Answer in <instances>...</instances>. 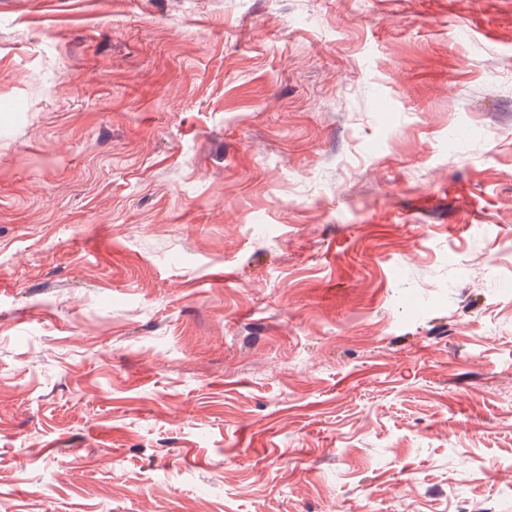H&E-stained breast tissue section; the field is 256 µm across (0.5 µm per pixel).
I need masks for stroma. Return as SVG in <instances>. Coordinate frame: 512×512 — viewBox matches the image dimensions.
<instances>
[{
    "mask_svg": "<svg viewBox=\"0 0 512 512\" xmlns=\"http://www.w3.org/2000/svg\"><path fill=\"white\" fill-rule=\"evenodd\" d=\"M512 0H0V512H512Z\"/></svg>",
    "mask_w": 512,
    "mask_h": 512,
    "instance_id": "stroma-1",
    "label": "stroma"
}]
</instances>
